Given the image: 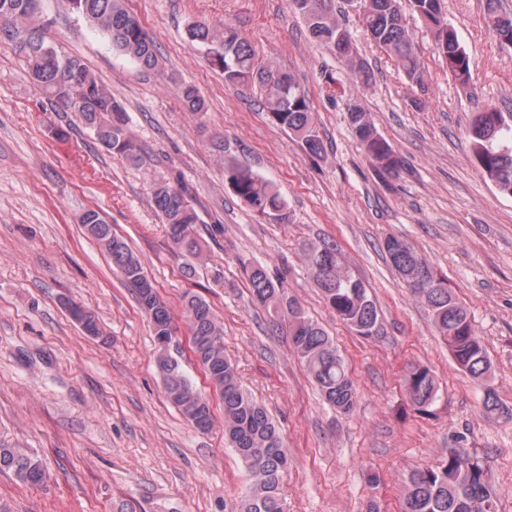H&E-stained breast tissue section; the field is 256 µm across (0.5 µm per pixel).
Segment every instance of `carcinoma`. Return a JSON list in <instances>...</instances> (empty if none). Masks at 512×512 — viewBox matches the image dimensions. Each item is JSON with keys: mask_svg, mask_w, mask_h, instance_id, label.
Segmentation results:
<instances>
[{"mask_svg": "<svg viewBox=\"0 0 512 512\" xmlns=\"http://www.w3.org/2000/svg\"><path fill=\"white\" fill-rule=\"evenodd\" d=\"M64 9L79 14L112 39L117 50L144 68L157 66V50L139 19L125 0H60ZM412 12L431 30L448 73L463 89L468 88L471 59L461 47L455 30L448 26L441 0H409ZM304 20L308 33L329 54L344 61L364 83L372 74L358 56L352 37L336 19L328 0H289ZM39 0H0V45H5L26 65L36 86L50 100L74 112L107 152L131 163L140 161V148L128 126L124 105L91 73L80 59L73 79L62 55L40 32ZM500 0H485L487 23L504 44H512V14L504 22H493ZM361 23L367 36L392 59L409 83L423 86L424 68L409 30L401 17L400 0H365ZM191 42L216 47L208 57L230 84H253L264 95L269 120L288 130L313 156H321L320 138L310 101L296 79L269 63L256 59L248 41L230 25L203 22L188 25ZM186 108L196 115L206 112V102L193 87L183 89ZM349 125L367 160L384 180L405 170L404 160L379 133L369 113L356 104ZM470 155L483 176L504 195L512 196V112L487 107L469 128ZM224 176L237 197L255 213L274 220L287 219L286 205L276 186L252 169L224 163ZM151 201L161 215L176 254L186 260H201L204 244L197 228L199 216L183 186L168 182L154 184ZM85 233L112 260L123 282L148 316L155 342L175 333L167 304L145 274L139 257L129 244L112 232L99 212L90 209L79 218ZM391 267L404 283L423 276V284L411 291L427 306L432 324L448 344L458 366L483 388V407L493 416L502 410L493 388L492 363L476 336L470 315L453 292L430 269L426 260L405 240L389 236L381 244ZM309 270L326 306L343 324L362 338L382 333L376 303L363 282L355 278L334 242L322 241L307 249ZM252 300L266 313L269 322L285 332L293 351L325 400L342 412L353 410L357 387L348 367L326 330L310 319L299 303L275 286L260 265H243ZM188 321L189 348L202 368L224 409V438L250 474V483L226 512H282L280 491L290 457L278 426L243 387L236 365L224 352V329L214 318L208 302L197 295L182 299ZM71 318L92 337L103 335L95 315L77 303L69 304ZM157 365L167 399L195 427L211 428L214 419L209 398L186 376L172 352L158 346ZM404 386L414 411L429 413L437 397L433 371L412 365ZM9 471L30 486L47 480L41 461L23 448L0 443V472ZM496 495L479 460L451 453L432 467L411 472L405 481L404 512H497Z\"/></svg>", "mask_w": 512, "mask_h": 512, "instance_id": "carcinoma-1", "label": "carcinoma"}]
</instances>
